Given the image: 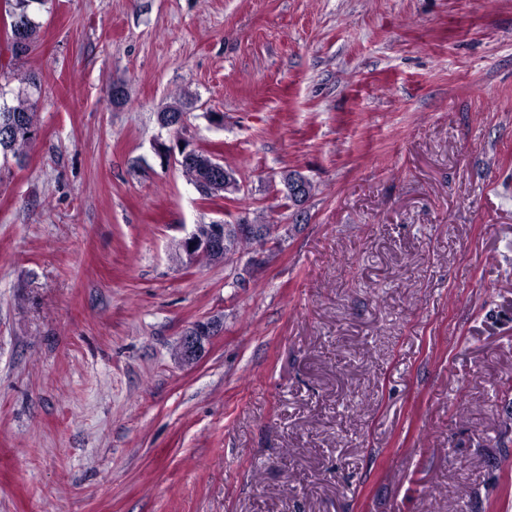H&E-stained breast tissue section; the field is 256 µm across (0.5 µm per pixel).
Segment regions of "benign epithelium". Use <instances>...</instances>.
I'll return each instance as SVG.
<instances>
[{
	"instance_id": "1",
	"label": "benign epithelium",
	"mask_w": 512,
	"mask_h": 512,
	"mask_svg": "<svg viewBox=\"0 0 512 512\" xmlns=\"http://www.w3.org/2000/svg\"><path fill=\"white\" fill-rule=\"evenodd\" d=\"M157 153L166 162L176 165L180 161L193 155L192 149L184 145L179 152L161 143L157 145ZM208 190L220 194L228 189L240 191V183L234 171L224 167L218 158L211 155L206 161ZM286 194L290 195L294 204V214L301 217L304 209V192L307 178L294 173L282 180ZM264 230L245 223L242 220L236 222L216 221L212 224H197L193 231L179 243L185 251L186 264L193 265L201 261L207 263L224 262V247L241 237L262 234ZM222 327L217 321L198 322L184 331L178 342L179 359L191 365L201 356L204 343L208 337L219 333Z\"/></svg>"
}]
</instances>
